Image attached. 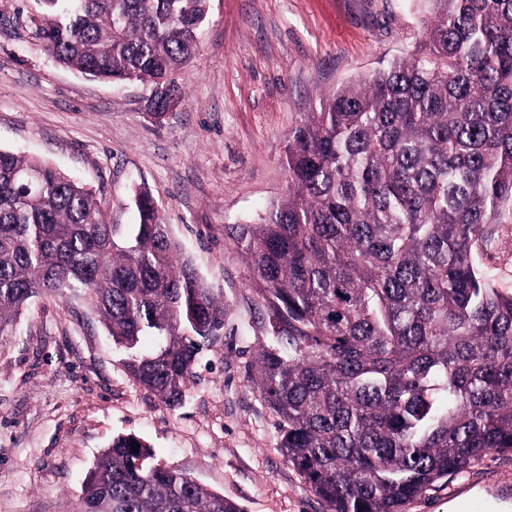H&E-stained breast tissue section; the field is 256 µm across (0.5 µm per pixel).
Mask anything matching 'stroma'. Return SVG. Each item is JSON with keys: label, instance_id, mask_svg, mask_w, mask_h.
<instances>
[{"label": "stroma", "instance_id": "obj_1", "mask_svg": "<svg viewBox=\"0 0 512 512\" xmlns=\"http://www.w3.org/2000/svg\"><path fill=\"white\" fill-rule=\"evenodd\" d=\"M429 0H210L201 43L161 120L141 83L56 65L36 34L40 0H0V148L93 188L110 223L136 221L134 189L162 204L182 251L224 300V340L204 349L182 403L137 385L80 300L33 298L0 335V512H77L113 437L233 499L242 512H328L287 464L276 415L248 380L269 343L249 266L227 230L288 193L286 137L343 83L411 53ZM512 451L496 452L402 512L507 501Z\"/></svg>", "mask_w": 512, "mask_h": 512}]
</instances>
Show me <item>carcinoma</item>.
<instances>
[{
  "mask_svg": "<svg viewBox=\"0 0 512 512\" xmlns=\"http://www.w3.org/2000/svg\"><path fill=\"white\" fill-rule=\"evenodd\" d=\"M431 2L411 54L301 113L288 195L231 232L274 341L251 383L329 512H401L512 451V0ZM208 12L43 0L36 28L58 64L148 85L159 117ZM135 206L137 223L111 224L92 189L0 149V335L38 295L79 297L134 381L176 407L224 337V300L148 188ZM150 458L137 436L112 438L80 512H241Z\"/></svg>",
  "mask_w": 512,
  "mask_h": 512,
  "instance_id": "obj_1",
  "label": "carcinoma"
}]
</instances>
